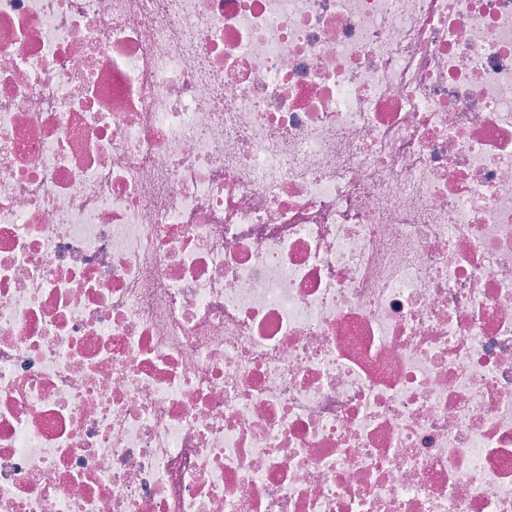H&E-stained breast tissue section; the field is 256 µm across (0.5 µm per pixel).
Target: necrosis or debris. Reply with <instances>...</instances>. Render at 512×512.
I'll return each instance as SVG.
<instances>
[{"label": "necrosis or debris", "mask_w": 512, "mask_h": 512, "mask_svg": "<svg viewBox=\"0 0 512 512\" xmlns=\"http://www.w3.org/2000/svg\"><path fill=\"white\" fill-rule=\"evenodd\" d=\"M0 512H512V0H0Z\"/></svg>", "instance_id": "1"}]
</instances>
